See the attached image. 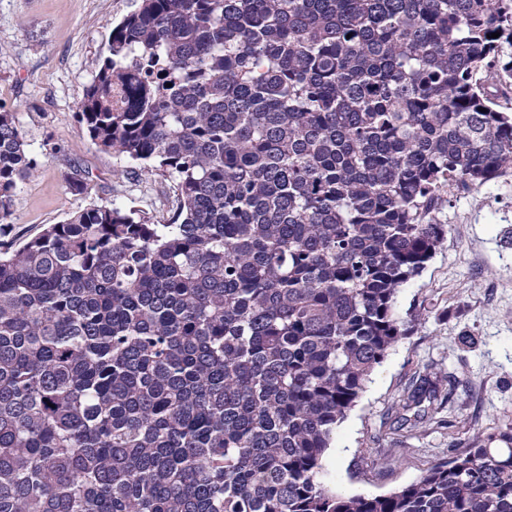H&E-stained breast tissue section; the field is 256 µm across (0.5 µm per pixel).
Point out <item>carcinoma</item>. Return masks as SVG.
<instances>
[{
    "label": "carcinoma",
    "mask_w": 512,
    "mask_h": 512,
    "mask_svg": "<svg viewBox=\"0 0 512 512\" xmlns=\"http://www.w3.org/2000/svg\"><path fill=\"white\" fill-rule=\"evenodd\" d=\"M510 87L512 0H140L79 117L175 208L0 255V512H512V428L387 495L320 480L451 190L512 178ZM35 165L0 112V236Z\"/></svg>",
    "instance_id": "carcinoma-1"
}]
</instances>
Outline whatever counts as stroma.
<instances>
[{
    "label": "stroma",
    "instance_id": "stroma-1",
    "mask_svg": "<svg viewBox=\"0 0 512 512\" xmlns=\"http://www.w3.org/2000/svg\"><path fill=\"white\" fill-rule=\"evenodd\" d=\"M137 0H0V110L14 113L38 160L13 198L0 251L91 203L153 215L172 199L160 182L119 179V159L101 151L77 117L79 101L107 54L114 23ZM81 180L84 191L71 183ZM447 238L420 276L400 291L407 328L336 430L324 480L345 495L389 494L433 464L464 451L477 432L512 427V186L456 190L438 215ZM451 393L440 413L401 426L404 399L420 379Z\"/></svg>",
    "mask_w": 512,
    "mask_h": 512
}]
</instances>
